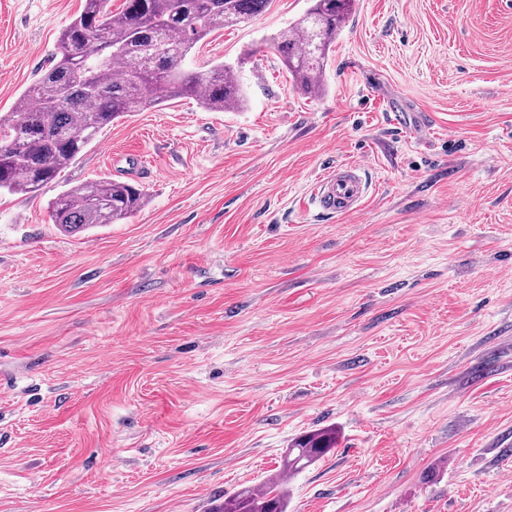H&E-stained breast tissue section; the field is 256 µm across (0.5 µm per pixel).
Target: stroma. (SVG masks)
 Wrapping results in <instances>:
<instances>
[{
	"label": "stroma",
	"instance_id": "1",
	"mask_svg": "<svg viewBox=\"0 0 512 512\" xmlns=\"http://www.w3.org/2000/svg\"><path fill=\"white\" fill-rule=\"evenodd\" d=\"M270 0L183 63L191 97L104 128L35 194H0V512H211L319 428L336 446L288 512H512V0H355L321 95ZM83 0H0V112ZM364 163L362 214L311 203ZM142 188L66 234L49 201ZM147 202L146 193L119 180L96 179L61 192L49 204V221L67 233H79L116 224L138 211Z\"/></svg>",
	"mask_w": 512,
	"mask_h": 512
}]
</instances>
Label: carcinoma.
Returning a JSON list of instances; mask_svg holds the SVG:
<instances>
[{"label": "carcinoma", "mask_w": 512, "mask_h": 512, "mask_svg": "<svg viewBox=\"0 0 512 512\" xmlns=\"http://www.w3.org/2000/svg\"><path fill=\"white\" fill-rule=\"evenodd\" d=\"M268 0H85L61 32L58 53L0 115V193H35L52 182L98 134L130 112L168 98L190 96L210 112L245 105L234 70L220 62L187 74L193 47L213 31L258 14ZM354 0H311L305 14L281 32L276 49L297 84L322 90L324 62ZM147 202L146 193L119 180L96 179L61 192L49 221L67 233L116 224ZM336 447V430H312L288 448L283 472L297 475ZM284 478L224 497L212 512H287Z\"/></svg>", "instance_id": "cac0c4a2"}]
</instances>
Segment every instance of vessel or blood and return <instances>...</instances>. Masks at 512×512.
<instances>
[{"mask_svg":"<svg viewBox=\"0 0 512 512\" xmlns=\"http://www.w3.org/2000/svg\"><path fill=\"white\" fill-rule=\"evenodd\" d=\"M368 192L361 164L343 162L317 178L312 198L319 213L347 216L363 210Z\"/></svg>","mask_w":512,"mask_h":512,"instance_id":"vessel-or-blood-1","label":"vessel or blood"}]
</instances>
